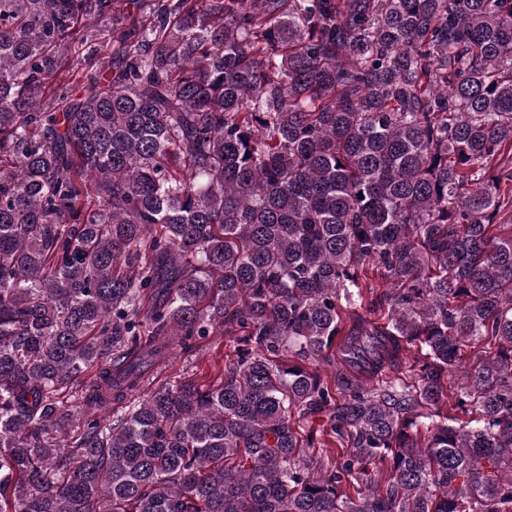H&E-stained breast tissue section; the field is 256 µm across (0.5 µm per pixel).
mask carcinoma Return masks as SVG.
Wrapping results in <instances>:
<instances>
[{"instance_id":"obj_1","label":"carcinoma","mask_w":512,"mask_h":512,"mask_svg":"<svg viewBox=\"0 0 512 512\" xmlns=\"http://www.w3.org/2000/svg\"><path fill=\"white\" fill-rule=\"evenodd\" d=\"M141 2L0 0V512H512V0ZM232 336H206L195 341L194 347L178 349L167 368L159 372L154 384L173 382L191 375L200 385H211L224 374L226 354L233 350Z\"/></svg>"}]
</instances>
